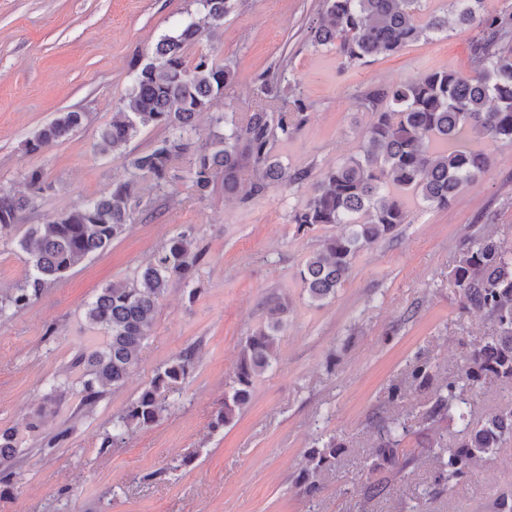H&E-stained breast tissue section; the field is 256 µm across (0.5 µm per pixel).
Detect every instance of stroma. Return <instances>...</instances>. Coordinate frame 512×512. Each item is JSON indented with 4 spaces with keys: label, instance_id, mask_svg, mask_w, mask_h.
Listing matches in <instances>:
<instances>
[{
    "label": "stroma",
    "instance_id": "obj_1",
    "mask_svg": "<svg viewBox=\"0 0 512 512\" xmlns=\"http://www.w3.org/2000/svg\"><path fill=\"white\" fill-rule=\"evenodd\" d=\"M321 5L236 0L223 27L189 51L233 68L235 82L216 109L240 116L255 106L260 75L287 65L308 121L278 140L274 153L289 167L310 170L304 184L243 202L225 194L219 180L201 199L184 177L187 158H180L164 188L142 182L135 224L106 251L0 320V428L18 431L16 476L0 490V512H492L499 496L512 494V443L480 462L474 481L448 488L436 484L435 466L422 450L428 438L452 435L455 424L425 426L420 391H408L395 405L385 402L387 388L416 358H429L446 379L491 330L483 313L463 309L449 272L470 235L491 231L512 242V145L480 141L493 164L448 209L408 197L406 224L362 250L344 287L324 306L310 304L299 271L320 239L344 228L327 224L303 234L290 222L322 173L359 151L373 117L356 107L355 96L432 70L471 73L470 36L453 27L344 71L334 51L308 41ZM198 11L197 0H0V188L26 192L24 176L35 168L46 183L25 223L51 222L107 191L127 177L129 156L162 137V129L148 127L126 154L94 148L133 67L147 61L181 18ZM70 111L84 115L77 130L41 152H27L36 131ZM188 228L201 254L192 282L170 284L126 381L107 388L95 405H83L75 393L80 373L71 362L78 351L105 341L85 316L87 304L101 289L129 283L156 250ZM22 234L18 228L0 237V290L15 286L28 269L18 246ZM274 299L289 305L277 361L257 377L251 401L232 423L211 430L241 345L265 325ZM189 346L198 349L196 368L169 395L163 419L101 452L113 419ZM52 382L65 391L38 434H30L25 424ZM380 416L404 421L402 445L419 452L402 473L369 468ZM61 430L68 433L63 444L43 446ZM332 435L345 448L335 468L321 475L316 495H305L295 485L304 454ZM192 451L196 459L184 463ZM369 481L384 482L385 491L368 502Z\"/></svg>",
    "mask_w": 512,
    "mask_h": 512
}]
</instances>
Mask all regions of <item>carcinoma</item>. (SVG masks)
<instances>
[{
	"label": "carcinoma",
	"mask_w": 512,
	"mask_h": 512,
	"mask_svg": "<svg viewBox=\"0 0 512 512\" xmlns=\"http://www.w3.org/2000/svg\"><path fill=\"white\" fill-rule=\"evenodd\" d=\"M198 2L203 17L183 20L156 43L151 59L133 70L131 86L100 131L97 149L102 154L120 152L147 127L163 128L168 135L130 160L126 180L52 222L28 225L19 246L30 254L29 270L19 284L0 293V318L27 308L89 255L109 248L136 221L139 179L165 186L180 157L190 156L187 178L201 196L220 176L227 193L247 182V200L270 187L293 188L308 179V170L288 167L273 155L274 143L299 131L308 119L307 104L292 85L288 67L261 80L258 103L245 118L213 111L234 84L235 72L207 55L189 61L187 50L224 26L236 0ZM484 2L449 0L451 14L470 33L472 73L432 70L418 80L380 85L356 97V106L374 116L359 152L324 172L314 195L291 215L304 233L325 224L346 227L344 234L322 240L299 271L312 303L336 298L358 253L392 237L406 222L407 193L431 207L446 208L462 187L475 183L491 166L490 154L475 148L474 141L512 144V9L491 13ZM322 11L309 27V40L314 47L335 50L347 68L448 30V15L424 14L423 0H323ZM204 112L211 113L214 131L209 143L195 148L190 134ZM82 120L81 112L60 113L27 140V150L42 151L70 135ZM25 181L31 191L27 196L0 189V236L23 221L43 190L44 174L32 169ZM192 234L189 228L171 238L128 285L105 288L87 305L86 318L104 331L106 342L73 359V366L82 369L83 404H95L107 386L122 385L137 364L169 283L192 281L198 264ZM450 279L466 308L489 317L492 332L473 347L464 367L444 381L437 380L429 359L417 358L405 379L389 388L387 403H396L414 387L427 394L422 403L425 423H460L451 444L437 439L426 448L436 463L438 481L453 487L470 480L485 456L512 442V402L474 422L468 397L486 378L512 385V246L493 233L471 237L461 246ZM287 314V303L270 302L266 325L245 338L212 429L230 424L250 402L255 379L277 359ZM196 359V348L189 347L159 368L112 423L101 452L122 443L129 431L155 425L168 411L169 394L185 383ZM406 433L396 418L380 421L372 469L400 473L409 466L410 454L401 448ZM344 447L343 440L331 436L308 449L296 485L307 494L316 492L317 476L335 467ZM15 448V430L0 428V463H7L0 469V485L12 483L9 461Z\"/></svg>",
	"instance_id": "carcinoma-1"
}]
</instances>
